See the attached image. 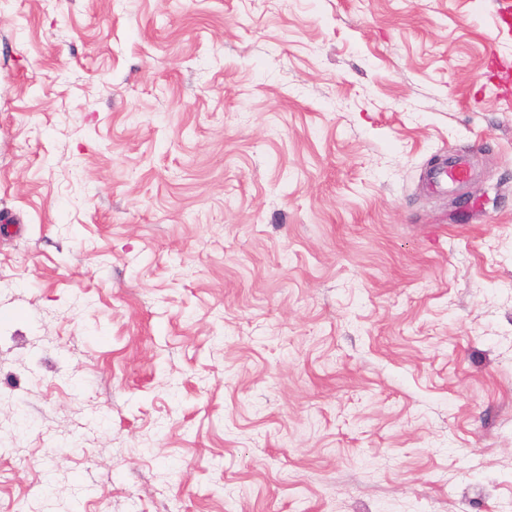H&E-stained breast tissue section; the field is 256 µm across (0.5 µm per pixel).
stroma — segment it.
Here are the masks:
<instances>
[{"mask_svg":"<svg viewBox=\"0 0 512 512\" xmlns=\"http://www.w3.org/2000/svg\"><path fill=\"white\" fill-rule=\"evenodd\" d=\"M497 9L0 0V512H512ZM469 175V163L464 155H459L454 164L448 169H433L428 173L431 190L438 194H445L453 190L458 184L465 181Z\"/></svg>","mask_w":512,"mask_h":512,"instance_id":"1","label":"stroma"}]
</instances>
